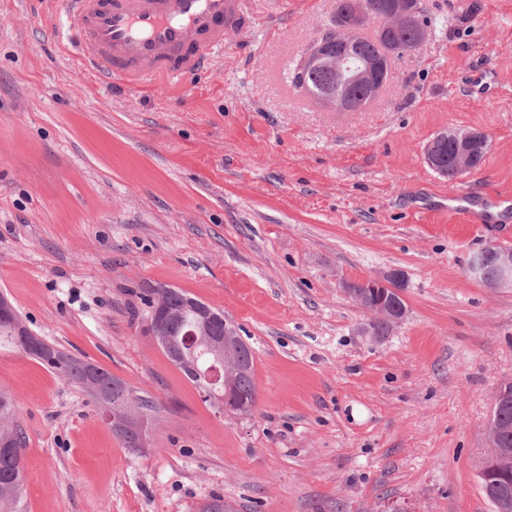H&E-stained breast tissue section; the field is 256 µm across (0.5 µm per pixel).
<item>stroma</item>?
Here are the masks:
<instances>
[{"instance_id": "1", "label": "stroma", "mask_w": 512, "mask_h": 512, "mask_svg": "<svg viewBox=\"0 0 512 512\" xmlns=\"http://www.w3.org/2000/svg\"><path fill=\"white\" fill-rule=\"evenodd\" d=\"M428 40L383 94L327 108L290 74L336 0H243L194 80H95L64 0H0V294L29 329L148 394L125 448L86 392L0 349L26 436L27 512H492L479 472L512 381V289L469 279L512 245V0H422ZM483 132L482 164L427 165L437 133ZM393 269L405 320L378 340L347 291ZM222 310L254 351L257 409L223 415L146 332L147 285ZM448 204L461 214L482 224H493L498 218L499 212L512 206L510 198L505 199L498 194H487L483 197H474L465 190H458L448 196Z\"/></svg>"}]
</instances>
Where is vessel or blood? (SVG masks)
Segmentation results:
<instances>
[{
	"mask_svg": "<svg viewBox=\"0 0 512 512\" xmlns=\"http://www.w3.org/2000/svg\"><path fill=\"white\" fill-rule=\"evenodd\" d=\"M83 58L94 77L137 86L162 78L188 79L209 62L241 20V0H65ZM454 211L495 223L512 201L498 194L448 198Z\"/></svg>",
	"mask_w": 512,
	"mask_h": 512,
	"instance_id": "b4317fda",
	"label": "vessel or blood"
}]
</instances>
